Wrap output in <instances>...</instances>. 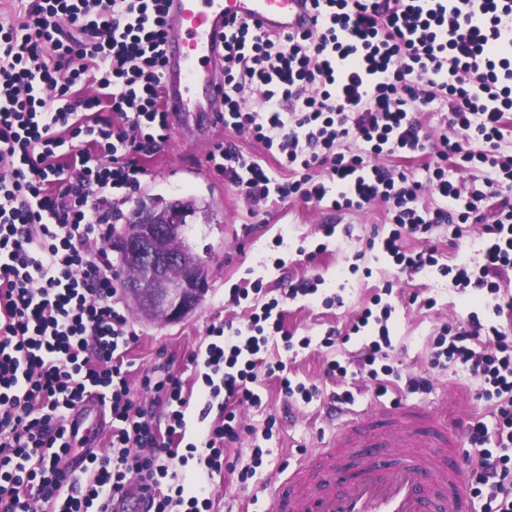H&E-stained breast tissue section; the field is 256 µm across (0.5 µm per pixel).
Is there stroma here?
<instances>
[{
	"label": "stroma",
	"instance_id": "1",
	"mask_svg": "<svg viewBox=\"0 0 512 512\" xmlns=\"http://www.w3.org/2000/svg\"><path fill=\"white\" fill-rule=\"evenodd\" d=\"M140 198L167 200L191 196L208 205L214 214L210 224L192 220L187 233L194 253L206 262L208 290L199 305L182 321L167 323L133 315L138 338L125 355L133 381L131 396L144 397L138 378L153 363L170 362L173 371L193 383L189 405L184 410L186 422L183 438L174 440L178 456L170 462L169 473L175 483L192 494L203 472L194 465H181L179 457L190 443H199L203 383L187 361L189 354L205 349L211 338L210 324L220 321L238 322L247 316L254 304H263L279 296L290 278L316 275L323 283L317 294L282 303V331L295 338L310 337L308 348H295L292 372L296 380L317 385L320 397L285 414V399L276 380L262 378L257 384L262 404L238 409V417L247 432L239 448L255 446L264 450L263 463L248 486H241L236 474L223 471L210 480L216 512H269L270 486L288 473L289 465L309 449L319 446L332 432L327 418V396L336 389L335 379L326 377L328 362L345 361L350 351L362 342L352 336L347 344L327 348L321 340L328 330H346L353 317L372 306L376 294L391 288L388 302L395 306L391 331L393 351L388 362L401 373L421 374L432 381L427 395L450 420L491 422L490 409L475 398V381L462 372L441 371L428 365L430 347L444 325L466 319L469 312L486 310V297L479 293L458 294L436 278L424 274L397 272L393 264L367 242L385 222V207L374 203L363 211L336 212L315 203L295 201L288 205L250 206L240 189L213 173L203 157L201 145L187 141L180 132H172L160 152L146 164ZM323 224L350 225V235L323 239ZM283 238L282 247H274L275 238ZM325 252H318L319 244ZM262 280L264 291L253 294L240 307L226 303L224 294L233 286L246 287ZM342 295L343 305H329L328 300ZM419 295L418 303H410L411 295ZM435 298L433 307L422 306L424 298ZM271 429V439L256 441L254 431Z\"/></svg>",
	"mask_w": 512,
	"mask_h": 512
}]
</instances>
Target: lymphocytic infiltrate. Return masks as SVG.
<instances>
[{"label": "lymphocytic infiltrate", "mask_w": 512, "mask_h": 512, "mask_svg": "<svg viewBox=\"0 0 512 512\" xmlns=\"http://www.w3.org/2000/svg\"><path fill=\"white\" fill-rule=\"evenodd\" d=\"M166 0H11L0 21V512H107L133 479L157 486L147 512H210L212 491L164 487L185 426L184 382L168 364L143 371L150 406L131 397L124 356L137 339L120 299L110 241L123 205L141 191L144 162L171 133L164 109ZM314 30L265 34L246 24L224 38L225 130L261 144L264 167L216 140L206 154L252 205L296 199L328 208H386L383 254L400 270L435 273L457 290L493 297L492 318L470 312L444 326L430 352L440 370H468L494 426L466 429V457L482 512H512V337L499 322L512 294L498 276L512 267V0H312ZM109 117H102V109ZM446 113L449 132L430 137L417 115ZM421 159L419 172L378 157ZM483 172L466 185L464 170ZM445 224L478 225L476 255L454 264L407 237ZM320 277L289 280L280 298L240 326L211 324L204 353L203 414L215 419L188 445L207 473L247 483L262 448L227 458L242 427L234 405L257 406L259 375L287 402L310 403L314 385L264 360L282 328L281 300L315 295ZM391 304L364 308L351 334L369 333L356 373L386 394L393 366ZM103 390L112 420L86 481L62 482L69 445L63 420L85 391ZM169 409L166 425L153 407Z\"/></svg>", "instance_id": "obj_1"}]
</instances>
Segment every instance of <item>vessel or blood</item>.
<instances>
[{"label": "vessel or blood", "mask_w": 512, "mask_h": 512, "mask_svg": "<svg viewBox=\"0 0 512 512\" xmlns=\"http://www.w3.org/2000/svg\"><path fill=\"white\" fill-rule=\"evenodd\" d=\"M300 33L313 16L301 0H169L164 44L165 106L198 137L224 109L219 53L232 24ZM108 411L94 395L67 425L89 432ZM459 426L429 406L375 403L337 424L270 492L271 512H469Z\"/></svg>", "instance_id": "vessel-or-blood-1"}]
</instances>
